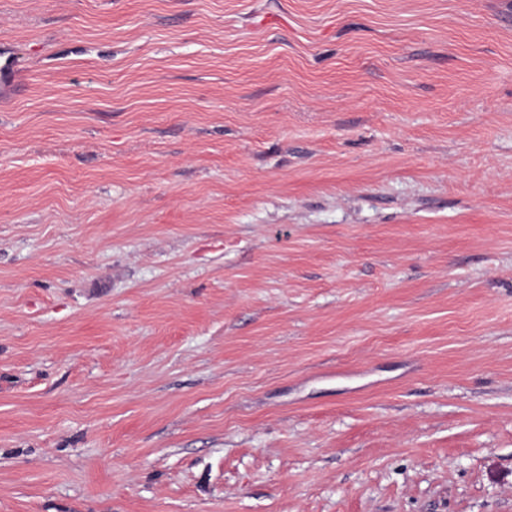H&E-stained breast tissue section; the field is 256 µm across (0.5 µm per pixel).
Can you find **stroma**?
Instances as JSON below:
<instances>
[{"instance_id":"stroma-1","label":"stroma","mask_w":512,"mask_h":512,"mask_svg":"<svg viewBox=\"0 0 512 512\" xmlns=\"http://www.w3.org/2000/svg\"><path fill=\"white\" fill-rule=\"evenodd\" d=\"M0 512H512V0H0Z\"/></svg>"}]
</instances>
